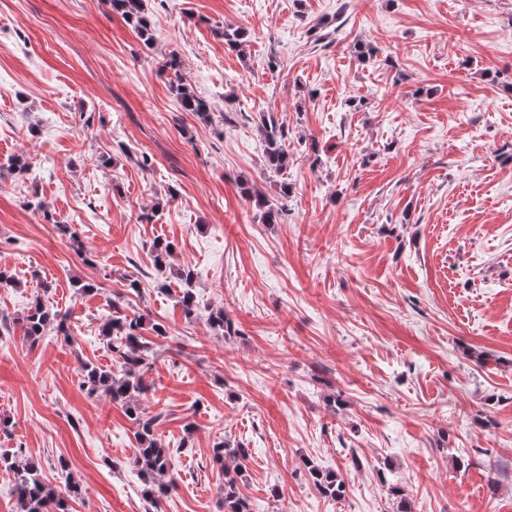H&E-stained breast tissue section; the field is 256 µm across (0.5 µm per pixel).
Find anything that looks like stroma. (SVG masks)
Listing matches in <instances>:
<instances>
[{
	"mask_svg": "<svg viewBox=\"0 0 512 512\" xmlns=\"http://www.w3.org/2000/svg\"><path fill=\"white\" fill-rule=\"evenodd\" d=\"M144 8L149 47L104 0H0V267L18 282L0 288V457L80 483L71 512H224L222 441L248 450L252 512H396L393 486L412 512H512V0ZM171 53L208 118L171 93ZM264 112L288 130L280 175ZM244 182L282 200L279 223ZM158 238L195 273L194 318ZM37 295L70 337L25 336ZM116 308L153 346L139 408L176 473L156 506L133 421L81 385V363L116 365ZM260 133L268 167L276 173H283L290 161L283 123L273 112H266L261 117ZM242 194L252 201L255 207L260 211V221L264 224L279 223L281 218V208L273 204L266 195L254 186H248L247 183L241 184ZM307 472L318 491L334 500L341 499L345 494L344 479L335 471L322 470L310 462L304 464Z\"/></svg>",
	"mask_w": 512,
	"mask_h": 512,
	"instance_id": "1",
	"label": "stroma"
}]
</instances>
